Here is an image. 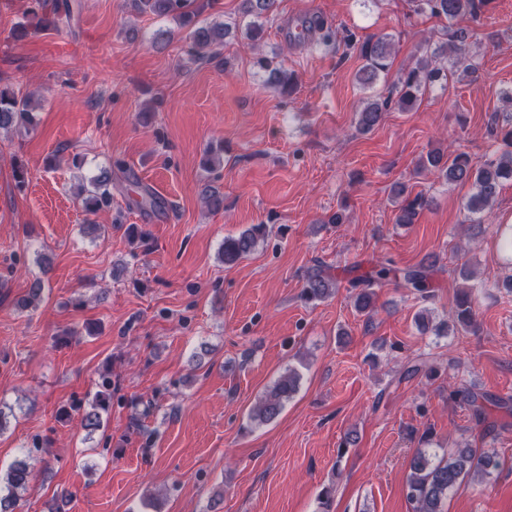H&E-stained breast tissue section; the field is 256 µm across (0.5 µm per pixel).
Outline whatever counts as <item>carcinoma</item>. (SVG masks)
Returning a JSON list of instances; mask_svg holds the SVG:
<instances>
[{"label": "carcinoma", "mask_w": 512, "mask_h": 512, "mask_svg": "<svg viewBox=\"0 0 512 512\" xmlns=\"http://www.w3.org/2000/svg\"><path fill=\"white\" fill-rule=\"evenodd\" d=\"M30 14L38 19L36 29L40 31L60 32L69 26L73 6L67 2L51 7L47 0H32ZM217 0H134L133 7L140 13L169 17L180 30H189L190 51L205 59L216 55V49L224 45V38L230 34L231 27L241 30L242 36L256 47V41L265 22L275 16L278 0H242V18L246 22L230 25L228 23L201 24L198 16L207 8H212ZM416 11L430 12L435 17L448 20L468 15L478 18L489 0H413ZM469 45L464 32L455 34V39L435 51H425L415 63L397 74L388 96L368 100L358 112L357 126L362 132L372 130L381 121L384 111L391 103H396L402 111L412 109L419 96L427 87L439 80L448 79V56H453L452 67L467 77H475L478 68L471 63ZM392 39L389 35L371 37L360 46V57L364 64L358 72L357 80L362 85H372L381 78H388L391 68ZM260 69L268 73L267 82L273 85L281 95L293 92L297 77L281 65L267 58L256 61ZM31 100L15 93L0 90V131L29 129L35 119L30 112ZM489 131L499 138L508 151L499 158L492 159L480 167L471 163L468 154L457 152L449 156L440 151H432L421 161L425 168L433 169L438 177L447 183L472 182L475 192L469 197L466 210L469 218L483 213L493 206L502 181L512 178V118L499 121L495 114L490 119ZM111 173L103 171L89 180L90 187L82 188L85 196L81 199L83 210L96 215L112 209V193L108 188ZM426 205V199L417 196L404 200L400 206L399 224L414 223L419 210ZM266 235V225L254 224L236 237L224 238L222 259L224 264L232 265L250 256ZM348 280L352 290L354 308L361 314L371 316L374 287L393 279L400 287L423 300L430 298L432 282L431 267L424 264L406 269L394 266L390 258L378 262L371 270L359 271ZM337 280L328 268L318 262L307 270L302 289V298L307 302L321 301L330 297L336 290ZM477 297L472 289H467L460 299L456 310V321L460 328L467 329L477 324ZM299 374L293 368L281 375L272 386L267 388L252 410V418L261 423L274 419L297 389ZM448 399H458L473 408L477 422L484 421L483 402L489 397L473 389L454 390ZM112 402V376H101L97 390L87 402L73 403L59 411L58 420L65 421L71 412H82V424L90 432L102 425V417L108 413ZM500 467L496 452L485 448H473L465 445L453 448L439 456L427 455L419 451L410 461L407 478V498L412 512H443V504L448 497L475 479H485ZM31 480L30 465L25 459L15 461L9 469L0 473V512H16L20 493L25 491Z\"/></svg>", "instance_id": "1"}]
</instances>
